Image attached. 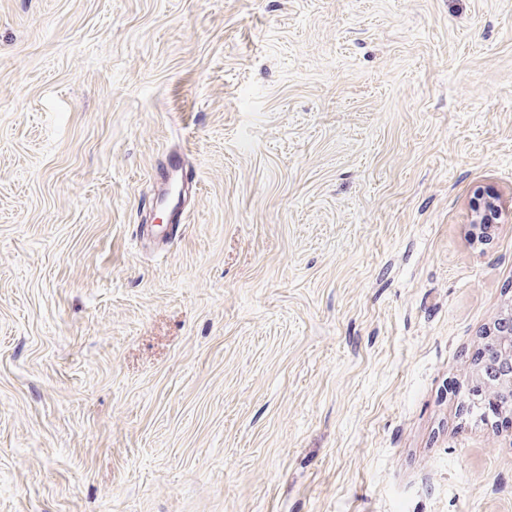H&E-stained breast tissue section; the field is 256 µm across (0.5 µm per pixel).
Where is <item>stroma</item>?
<instances>
[{
    "label": "stroma",
    "mask_w": 512,
    "mask_h": 512,
    "mask_svg": "<svg viewBox=\"0 0 512 512\" xmlns=\"http://www.w3.org/2000/svg\"><path fill=\"white\" fill-rule=\"evenodd\" d=\"M479 186L512 0H0V512H512ZM169 169L166 175L165 187L157 197V202L165 205L169 210V221L167 226L170 233L176 235L182 224L186 223L187 215L179 203V189L183 183V169L180 161L176 158L168 160Z\"/></svg>",
    "instance_id": "35a3bbf8"
}]
</instances>
